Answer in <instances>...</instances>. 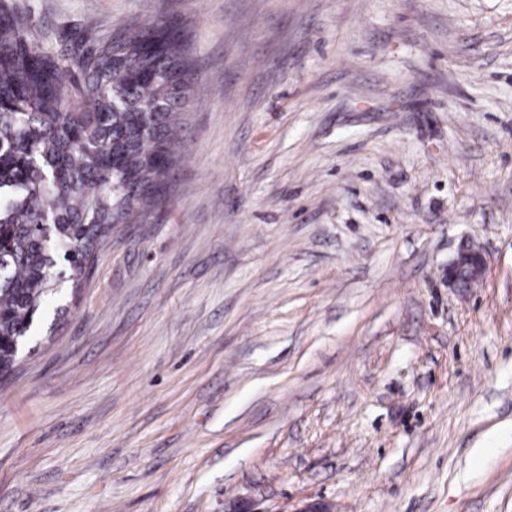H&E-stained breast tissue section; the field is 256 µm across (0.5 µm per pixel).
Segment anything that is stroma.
I'll list each match as a JSON object with an SVG mask.
<instances>
[{"label": "stroma", "instance_id": "35a3bbf8", "mask_svg": "<svg viewBox=\"0 0 512 512\" xmlns=\"http://www.w3.org/2000/svg\"><path fill=\"white\" fill-rule=\"evenodd\" d=\"M11 2L200 80L0 381V512H512V0ZM484 270V260L481 255L470 252H462L452 266V276L456 282H467L469 279L476 278ZM468 273V278H463L461 272Z\"/></svg>", "mask_w": 512, "mask_h": 512}]
</instances>
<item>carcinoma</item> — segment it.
Here are the masks:
<instances>
[{
	"label": "carcinoma",
	"instance_id": "cac0c4a2",
	"mask_svg": "<svg viewBox=\"0 0 512 512\" xmlns=\"http://www.w3.org/2000/svg\"><path fill=\"white\" fill-rule=\"evenodd\" d=\"M32 29L0 0V375L61 282L81 285L114 225L162 196L196 79L169 19L77 34L67 57Z\"/></svg>",
	"mask_w": 512,
	"mask_h": 512
}]
</instances>
